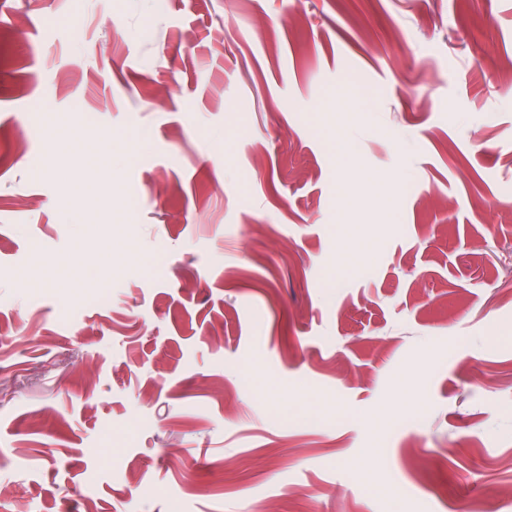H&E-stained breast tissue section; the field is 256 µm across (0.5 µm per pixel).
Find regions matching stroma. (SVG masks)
Wrapping results in <instances>:
<instances>
[{
    "mask_svg": "<svg viewBox=\"0 0 512 512\" xmlns=\"http://www.w3.org/2000/svg\"><path fill=\"white\" fill-rule=\"evenodd\" d=\"M4 490L512 512V0H0Z\"/></svg>",
    "mask_w": 512,
    "mask_h": 512,
    "instance_id": "obj_1",
    "label": "stroma"
}]
</instances>
